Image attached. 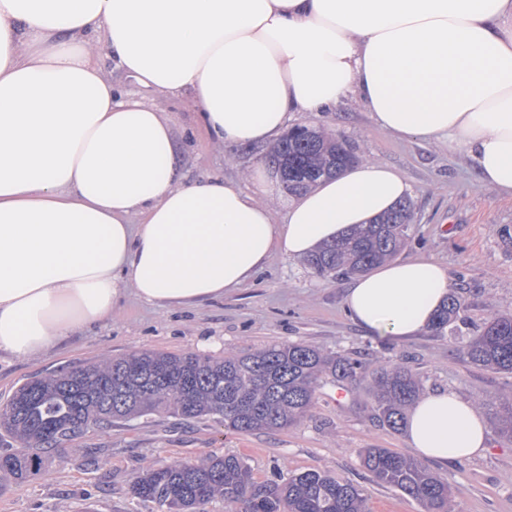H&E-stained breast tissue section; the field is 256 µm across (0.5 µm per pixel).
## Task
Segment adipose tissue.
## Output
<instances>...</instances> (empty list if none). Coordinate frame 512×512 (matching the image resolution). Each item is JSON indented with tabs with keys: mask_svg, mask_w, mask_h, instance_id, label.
I'll use <instances>...</instances> for the list:
<instances>
[{
	"mask_svg": "<svg viewBox=\"0 0 512 512\" xmlns=\"http://www.w3.org/2000/svg\"><path fill=\"white\" fill-rule=\"evenodd\" d=\"M141 88L190 95L227 145L293 112L360 100L383 131L444 143L512 195V0H0V354L29 360L111 320L126 291L161 307L223 298L272 252L301 258L411 187L380 162L293 199L285 223L224 178H178L164 113L106 79L88 38ZM450 289L428 257L351 279L365 334L426 331ZM410 448L448 463L487 432L453 391L423 396Z\"/></svg>",
	"mask_w": 512,
	"mask_h": 512,
	"instance_id": "ef3b65f1",
	"label": "adipose tissue"
}]
</instances>
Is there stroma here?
<instances>
[{
  "label": "stroma",
  "instance_id": "stroma-1",
  "mask_svg": "<svg viewBox=\"0 0 512 512\" xmlns=\"http://www.w3.org/2000/svg\"><path fill=\"white\" fill-rule=\"evenodd\" d=\"M164 112L180 176L218 174L251 190L267 167V147L226 146L202 129L188 96L149 93ZM290 126H316L346 140L359 159L388 164L412 187L413 223L401 254H426L448 271L474 326L496 314H512V197L483 187L473 165L447 146L402 140L382 131L356 98L333 112L293 113ZM347 279L317 276L301 259L273 253L242 287L185 308H162L121 299L110 321L35 360L0 357V406L27 379L118 358L133 350L218 358L241 356L279 342H304L357 358L369 373L394 364L416 372L425 391L451 390L470 400L488 431L478 457L430 470L447 478L453 512H512V439L501 436L496 413L512 402V374L467 363L450 336L425 331L407 340L364 334L343 307ZM367 378L338 388L322 376L317 398L297 425L242 435L216 419L189 423L159 413L91 428L52 455L46 471L0 487V512H78L83 500L97 512H161L131 492L133 476L149 466L201 461L218 454L241 457L255 482L318 470L348 480L365 498L366 512H422L400 491L376 482L360 464L364 448H388L413 456L404 433L376 422ZM97 465H88L89 457Z\"/></svg>",
  "mask_w": 512,
  "mask_h": 512
}]
</instances>
